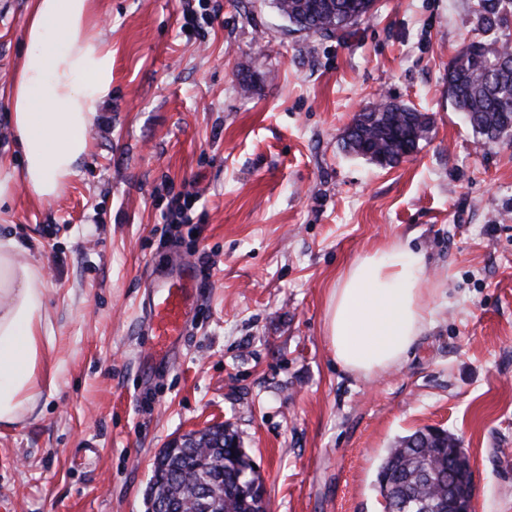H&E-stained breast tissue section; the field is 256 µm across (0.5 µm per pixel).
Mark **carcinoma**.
I'll use <instances>...</instances> for the list:
<instances>
[{
	"label": "carcinoma",
	"instance_id": "cac0c4a2",
	"mask_svg": "<svg viewBox=\"0 0 512 512\" xmlns=\"http://www.w3.org/2000/svg\"><path fill=\"white\" fill-rule=\"evenodd\" d=\"M376 0H273L293 30L347 39L369 17ZM474 29L481 38L461 44L448 64V96L487 143L512 135V0H472ZM430 121L406 104L387 99L364 106L343 135L346 151L381 167L398 164L402 145L415 150ZM165 448L152 483L173 499L172 512H205L195 491L216 479L212 512H254L264 487L260 475L228 427ZM459 439L445 430H417L386 450L378 484L387 512H445L448 469L458 461Z\"/></svg>",
	"mask_w": 512,
	"mask_h": 512
}]
</instances>
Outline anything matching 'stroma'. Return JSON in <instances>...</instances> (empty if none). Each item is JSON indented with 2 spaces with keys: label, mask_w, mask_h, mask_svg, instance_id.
<instances>
[{
  "label": "stroma",
  "mask_w": 512,
  "mask_h": 512,
  "mask_svg": "<svg viewBox=\"0 0 512 512\" xmlns=\"http://www.w3.org/2000/svg\"><path fill=\"white\" fill-rule=\"evenodd\" d=\"M112 95L58 198L18 194L0 233L27 239L49 291L53 384L0 427V512H146L172 439L229 426L268 512H384L386 448L455 434L475 512H512V140L484 143L448 98L475 37L470 0H378L351 39L292 31L273 0H93ZM29 0H0V83ZM432 119L395 167L342 134L378 98ZM180 193L189 224L165 220ZM410 246L439 312L407 358L368 381L335 364L326 308L341 272ZM209 258L190 331L149 366L142 301L172 256Z\"/></svg>",
  "instance_id": "obj_1"
}]
</instances>
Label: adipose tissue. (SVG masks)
I'll use <instances>...</instances> for the list:
<instances>
[{"label": "adipose tissue", "instance_id": "adipose-tissue-1", "mask_svg": "<svg viewBox=\"0 0 512 512\" xmlns=\"http://www.w3.org/2000/svg\"><path fill=\"white\" fill-rule=\"evenodd\" d=\"M92 0H30L24 49L0 87L19 160L0 156V209L18 193L58 197L86 154L87 134L112 92V50L89 34ZM25 244L0 235V425L34 415L53 377L47 362L40 268L20 263ZM434 295L422 254L375 251L349 266L329 299L326 333L336 362L372 379L400 363L430 322Z\"/></svg>", "mask_w": 512, "mask_h": 512}]
</instances>
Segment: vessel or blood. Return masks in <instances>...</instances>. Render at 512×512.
I'll return each instance as SVG.
<instances>
[{
	"label": "vessel or blood",
	"instance_id": "vessel-or-blood-1",
	"mask_svg": "<svg viewBox=\"0 0 512 512\" xmlns=\"http://www.w3.org/2000/svg\"><path fill=\"white\" fill-rule=\"evenodd\" d=\"M196 275L195 264L184 259L154 283L148 317L155 356H165L182 338L195 302Z\"/></svg>",
	"mask_w": 512,
	"mask_h": 512
}]
</instances>
